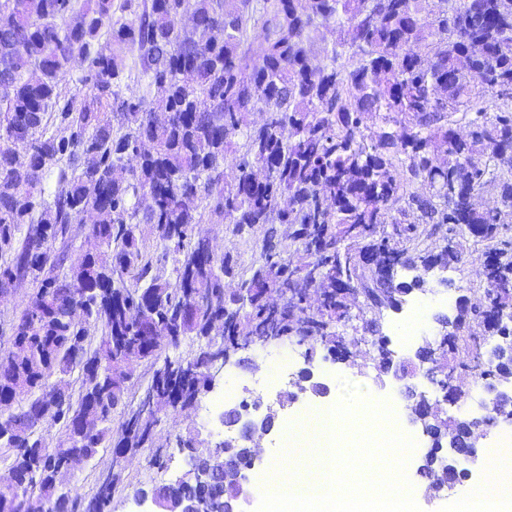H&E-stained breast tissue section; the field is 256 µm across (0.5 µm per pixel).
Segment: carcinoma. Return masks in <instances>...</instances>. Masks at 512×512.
<instances>
[{
  "label": "carcinoma",
  "mask_w": 512,
  "mask_h": 512,
  "mask_svg": "<svg viewBox=\"0 0 512 512\" xmlns=\"http://www.w3.org/2000/svg\"><path fill=\"white\" fill-rule=\"evenodd\" d=\"M448 2L430 9L429 0H0V257L8 255L0 283L26 277L42 295L13 328L0 402L48 396L61 427L49 448L28 420L0 418V452L29 475L23 492L0 496V512L86 509L72 490L55 491L56 477L111 442L116 412L124 416L116 448L134 455L149 444L154 412L127 401L130 359L150 362L144 393L155 405L178 400L187 408L210 357L261 338H310L315 354L320 345L334 348L343 344L336 321L358 296L391 309L425 285L418 275L369 298L372 274L355 262L363 248L396 266L440 267L460 261L458 238L468 234L485 255H508L483 269V298L462 310L483 333H498L495 311L512 309V237L501 235L503 208L479 210L471 199L496 183L512 211V170L499 165L512 153V0H454L452 9ZM331 25L346 31L350 53L326 49L327 63L314 66L306 43ZM104 35L109 51H92ZM422 44L423 56L413 52ZM127 50L153 91L149 102L121 89ZM79 55L89 61L92 87L77 106L62 81ZM489 92L499 100L490 118L475 109ZM256 110L269 113L263 127L248 122ZM370 114L383 129L368 144ZM141 142L150 149L130 177L117 178ZM54 168L59 188L47 196L42 180ZM415 182L428 194L411 192ZM88 208L103 250L82 255L72 278L61 277L55 244ZM205 220L231 224L236 235L262 234L261 261L234 291L224 283L234 256L211 262L192 238ZM141 224L178 255L175 281L154 270L136 234ZM279 224L288 226L290 257L277 249ZM444 225L451 243L422 248ZM326 281L320 307L308 311V291ZM279 286L289 307L277 311L266 294ZM76 303L86 309L80 321L68 314ZM91 324L100 336L87 351L107 369L81 378L75 400L66 376ZM191 334L208 339L193 366L161 357L158 337L176 346ZM481 349L459 327L446 377L460 365L493 371ZM73 413L89 429L77 445ZM413 420L442 435L454 427L435 415ZM175 493L204 496L208 512H225L220 486Z\"/></svg>",
  "instance_id": "obj_1"
}]
</instances>
